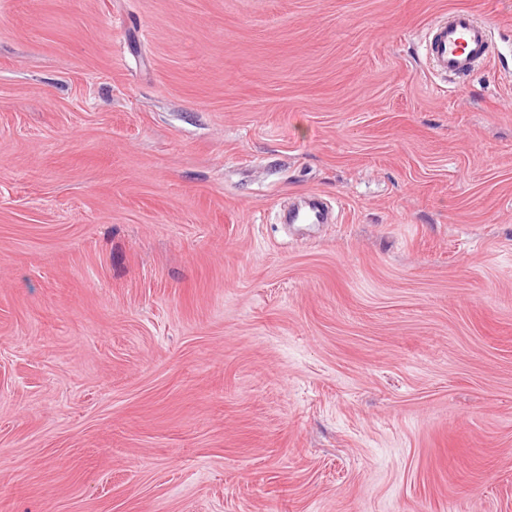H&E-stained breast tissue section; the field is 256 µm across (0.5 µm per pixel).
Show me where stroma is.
<instances>
[{
	"label": "stroma",
	"instance_id": "1",
	"mask_svg": "<svg viewBox=\"0 0 512 512\" xmlns=\"http://www.w3.org/2000/svg\"><path fill=\"white\" fill-rule=\"evenodd\" d=\"M0 512H512V0H0ZM490 27L470 10H456L434 21L425 34L430 64L448 77L465 78L491 61Z\"/></svg>",
	"mask_w": 512,
	"mask_h": 512
}]
</instances>
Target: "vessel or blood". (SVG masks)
Returning <instances> with one entry per match:
<instances>
[{
	"label": "vessel or blood",
	"mask_w": 512,
	"mask_h": 512,
	"mask_svg": "<svg viewBox=\"0 0 512 512\" xmlns=\"http://www.w3.org/2000/svg\"><path fill=\"white\" fill-rule=\"evenodd\" d=\"M425 48L434 69L451 77L464 78L479 65L490 62V28L472 11L457 10L429 26Z\"/></svg>",
	"instance_id": "vessel-or-blood-1"
}]
</instances>
